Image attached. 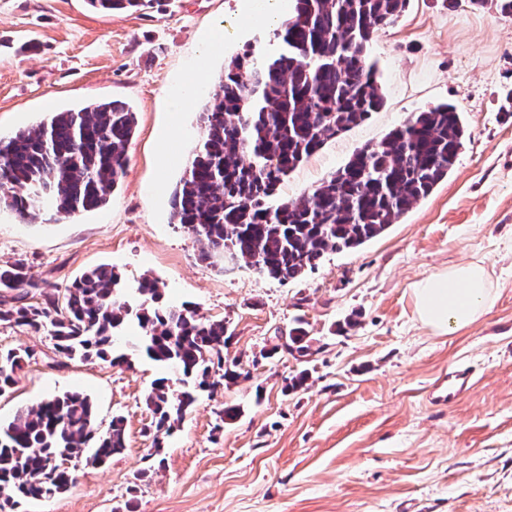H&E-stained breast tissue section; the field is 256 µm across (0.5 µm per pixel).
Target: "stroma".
<instances>
[{
    "mask_svg": "<svg viewBox=\"0 0 512 512\" xmlns=\"http://www.w3.org/2000/svg\"><path fill=\"white\" fill-rule=\"evenodd\" d=\"M241 9L242 0H153L107 14L86 0H0L1 135L112 100L136 114L126 172L102 207L25 224L0 204V266L23 262L33 281L62 288L109 264L133 305L140 281L154 279L163 303L224 321L225 359L250 372L200 391L157 449L145 395L157 378H179L130 352L137 329L115 344L129 364L112 365L61 356L50 329L0 325V348L34 352L0 396L1 424L78 390L99 432L116 415L126 429L106 464L76 462L68 491L0 512H512V16L470 0H409L373 35L383 107L300 163L277 199L310 193L357 150L440 103L461 113L464 146L447 178L380 236L281 282L202 261L171 221L225 66L245 48L259 59L277 48L270 27ZM225 26L230 35L210 44ZM201 59L206 77L191 106L172 111ZM475 257L497 283L492 307L433 335L414 317L412 283ZM299 317L309 356L271 355ZM462 367L469 391L435 403V383ZM303 370L306 385L286 391ZM228 403L242 409L230 424L220 417Z\"/></svg>",
    "mask_w": 512,
    "mask_h": 512,
    "instance_id": "1",
    "label": "stroma"
}]
</instances>
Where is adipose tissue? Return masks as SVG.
Instances as JSON below:
<instances>
[{
  "label": "adipose tissue",
  "mask_w": 512,
  "mask_h": 512,
  "mask_svg": "<svg viewBox=\"0 0 512 512\" xmlns=\"http://www.w3.org/2000/svg\"><path fill=\"white\" fill-rule=\"evenodd\" d=\"M494 288L483 260L441 269L412 284L415 317L436 335L463 329L487 313L494 302Z\"/></svg>",
  "instance_id": "ef3b65f1"
}]
</instances>
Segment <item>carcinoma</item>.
Here are the masks:
<instances>
[{
  "label": "carcinoma",
  "instance_id": "1",
  "mask_svg": "<svg viewBox=\"0 0 512 512\" xmlns=\"http://www.w3.org/2000/svg\"><path fill=\"white\" fill-rule=\"evenodd\" d=\"M294 14L274 31L280 49L258 60L246 51L224 68L203 109V136L172 194V223L194 239L199 257L229 255L281 282L314 269L331 251L357 248L380 236L446 177L464 144L465 127L455 106L442 103L415 112L379 144L357 151L306 196L278 202L277 186L330 139L362 123L383 104L375 65L367 60L373 35L394 23L409 0H294ZM97 10L138 9L143 0H89ZM135 113L111 101L49 118L11 136H0V172L24 187V197L5 199L22 221L45 212L59 216L104 205L124 174ZM120 277L107 265L86 270L65 290L41 286L21 263L0 266V288L15 292L16 305L0 308V324L35 331L53 328L64 356L112 364L114 336L127 323L142 330L136 351L172 366L200 389L234 383L237 361L224 364L230 337L224 321L202 320L193 309L166 306L155 280L139 293L152 305L132 306L120 297ZM36 301H28V296ZM309 355L303 320L288 331L282 349ZM32 358L27 349L0 351V395L15 384ZM195 402L166 380L146 396L154 447L170 435ZM125 447L124 418L106 433L95 428V407L81 393H66L26 407L0 424V501L67 491L73 475L56 472L60 455L101 464Z\"/></svg>",
  "mask_w": 512,
  "mask_h": 512
}]
</instances>
